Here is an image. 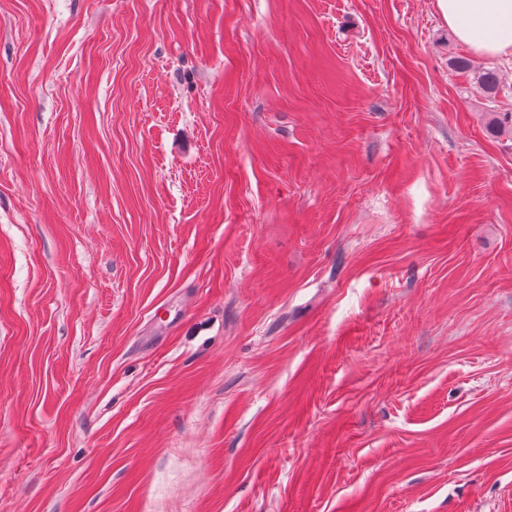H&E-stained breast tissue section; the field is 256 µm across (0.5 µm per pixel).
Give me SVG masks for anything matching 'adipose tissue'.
I'll return each mask as SVG.
<instances>
[{"label": "adipose tissue", "mask_w": 512, "mask_h": 512, "mask_svg": "<svg viewBox=\"0 0 512 512\" xmlns=\"http://www.w3.org/2000/svg\"><path fill=\"white\" fill-rule=\"evenodd\" d=\"M457 40L486 57L512 55V0H437Z\"/></svg>", "instance_id": "adipose-tissue-1"}]
</instances>
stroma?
Listing matches in <instances>:
<instances>
[{
  "label": "stroma",
  "instance_id": "1",
  "mask_svg": "<svg viewBox=\"0 0 512 512\" xmlns=\"http://www.w3.org/2000/svg\"><path fill=\"white\" fill-rule=\"evenodd\" d=\"M506 112L436 0H0V512H512Z\"/></svg>",
  "mask_w": 512,
  "mask_h": 512
}]
</instances>
